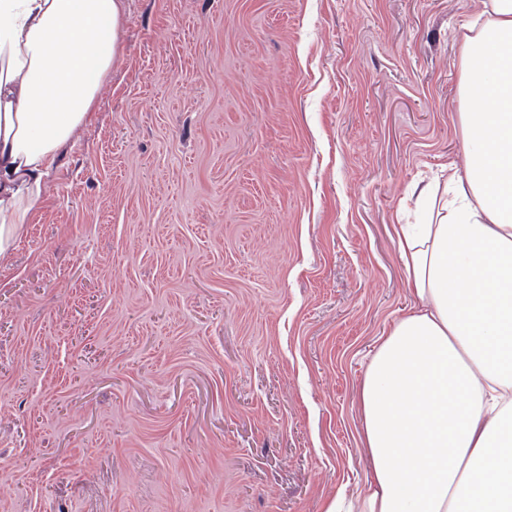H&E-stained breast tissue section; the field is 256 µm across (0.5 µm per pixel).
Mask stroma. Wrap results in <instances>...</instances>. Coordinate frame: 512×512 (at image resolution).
Returning a JSON list of instances; mask_svg holds the SVG:
<instances>
[{"instance_id":"stroma-1","label":"stroma","mask_w":512,"mask_h":512,"mask_svg":"<svg viewBox=\"0 0 512 512\" xmlns=\"http://www.w3.org/2000/svg\"><path fill=\"white\" fill-rule=\"evenodd\" d=\"M481 0H128L0 263V512H323L416 299L395 225L462 159Z\"/></svg>"}]
</instances>
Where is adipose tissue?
<instances>
[{
  "label": "adipose tissue",
  "mask_w": 512,
  "mask_h": 512,
  "mask_svg": "<svg viewBox=\"0 0 512 512\" xmlns=\"http://www.w3.org/2000/svg\"><path fill=\"white\" fill-rule=\"evenodd\" d=\"M462 43V165L395 234L416 306L359 390L372 476L324 512H512V0ZM127 0H0V260L122 53Z\"/></svg>",
  "instance_id": "adipose-tissue-1"
}]
</instances>
